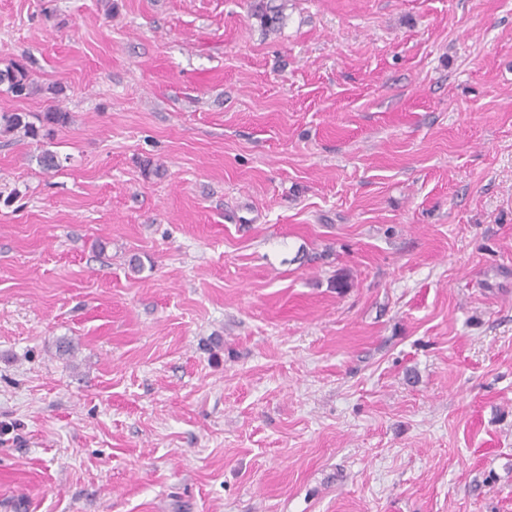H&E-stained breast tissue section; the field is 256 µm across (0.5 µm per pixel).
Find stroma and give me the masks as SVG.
Segmentation results:
<instances>
[{
    "instance_id": "35a3bbf8",
    "label": "stroma",
    "mask_w": 512,
    "mask_h": 512,
    "mask_svg": "<svg viewBox=\"0 0 512 512\" xmlns=\"http://www.w3.org/2000/svg\"><path fill=\"white\" fill-rule=\"evenodd\" d=\"M12 63L0 512H512V0H0ZM0 86H6V91L17 96L32 94L38 90L34 86L28 70L20 64H11L0 68ZM29 115L19 112L0 113V135H15L22 133L24 137L37 139L43 129L54 127H65L71 122V115L61 109L49 108L39 115L37 126L34 122L27 120Z\"/></svg>"
}]
</instances>
